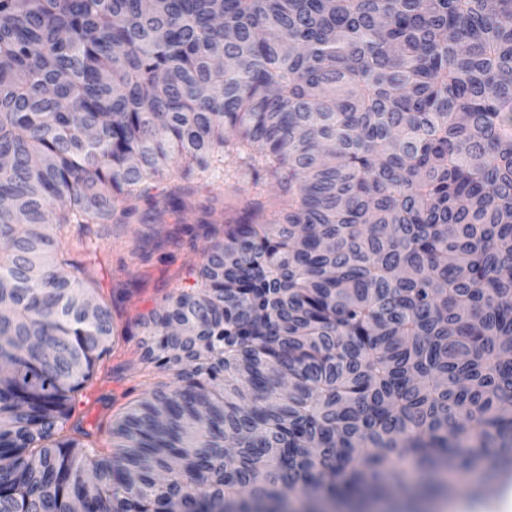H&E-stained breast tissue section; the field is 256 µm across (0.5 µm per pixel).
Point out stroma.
Listing matches in <instances>:
<instances>
[{"label":"stroma","instance_id":"1","mask_svg":"<svg viewBox=\"0 0 512 512\" xmlns=\"http://www.w3.org/2000/svg\"><path fill=\"white\" fill-rule=\"evenodd\" d=\"M166 193L157 205L141 203L140 211L155 216L152 224H95L91 237L100 240L106 252L97 275L98 295L111 304L118 328L129 338L110 356L97 364L94 389L102 401L93 423L96 445L107 450L113 421L145 392L169 383L168 373L143 362L138 319L165 305L168 296L192 285L190 267L200 265L210 245L202 225L224 231L235 223L247 204L256 200L272 204L279 193L274 182L253 189L247 174L234 180L223 178L181 179L179 172L167 171L159 181ZM180 201L182 213H173L168 198ZM481 481L473 474L456 494L426 495L418 489L392 490L377 498L326 504V512H452L453 505H467V512H492L489 502L475 498Z\"/></svg>","mask_w":512,"mask_h":512}]
</instances>
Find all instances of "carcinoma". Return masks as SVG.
Listing matches in <instances>:
<instances>
[{
    "label": "carcinoma",
    "mask_w": 512,
    "mask_h": 512,
    "mask_svg": "<svg viewBox=\"0 0 512 512\" xmlns=\"http://www.w3.org/2000/svg\"><path fill=\"white\" fill-rule=\"evenodd\" d=\"M0 512H283L512 482V0H0ZM175 161L277 183L119 340L92 224Z\"/></svg>",
    "instance_id": "1"
}]
</instances>
